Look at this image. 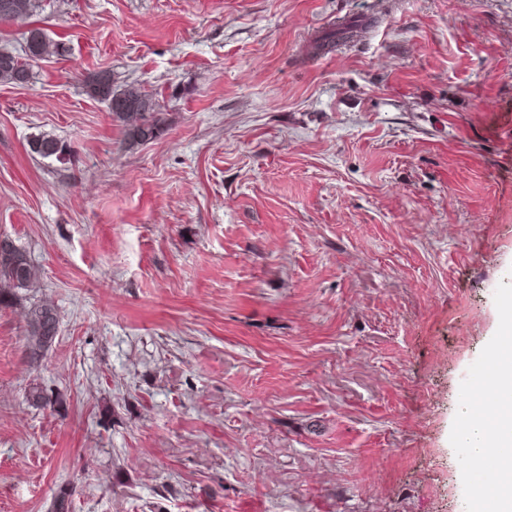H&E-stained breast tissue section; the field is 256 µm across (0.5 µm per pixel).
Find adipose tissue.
Here are the masks:
<instances>
[{
  "label": "adipose tissue",
  "instance_id": "adipose-tissue-1",
  "mask_svg": "<svg viewBox=\"0 0 512 512\" xmlns=\"http://www.w3.org/2000/svg\"><path fill=\"white\" fill-rule=\"evenodd\" d=\"M496 374L500 386L498 410L490 415L474 413L470 405L458 412L456 440L470 454H479L489 444H498L501 454L485 500L487 512H512V300L502 303L499 329L493 342Z\"/></svg>",
  "mask_w": 512,
  "mask_h": 512
}]
</instances>
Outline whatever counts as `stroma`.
<instances>
[{"label":"stroma","mask_w":512,"mask_h":512,"mask_svg":"<svg viewBox=\"0 0 512 512\" xmlns=\"http://www.w3.org/2000/svg\"><path fill=\"white\" fill-rule=\"evenodd\" d=\"M0 83V512H470L512 295V0H43ZM168 113L126 139L84 82ZM45 132L67 163L33 155ZM56 307L31 365L25 314ZM62 398L26 400L30 386ZM57 51L58 45L49 40L40 28L30 29L27 32L23 57L9 50L0 49V83L28 82L32 69ZM36 270L24 251L0 239V304L33 287Z\"/></svg>","instance_id":"35a3bbf8"}]
</instances>
